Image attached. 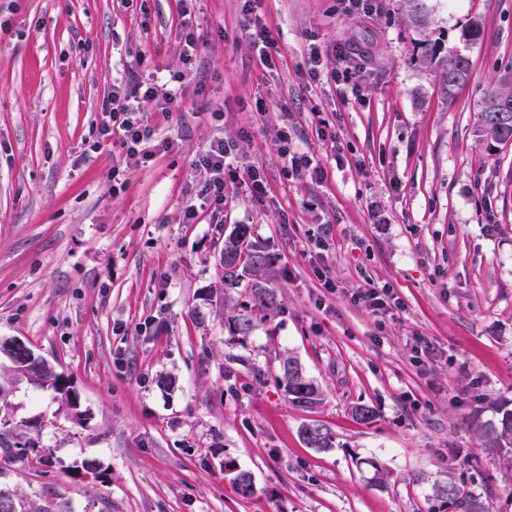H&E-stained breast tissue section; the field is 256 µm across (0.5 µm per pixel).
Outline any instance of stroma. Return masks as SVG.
<instances>
[{"mask_svg": "<svg viewBox=\"0 0 512 512\" xmlns=\"http://www.w3.org/2000/svg\"><path fill=\"white\" fill-rule=\"evenodd\" d=\"M429 4L421 27L403 0L365 18L340 0H261L267 65L242 0H203L194 89L181 111L148 112L161 145L142 165L100 137L98 104L122 54L181 70L180 0H0V340L54 365L76 403L15 387L48 460L15 462L0 490L50 512H452L435 489L454 483L512 512V463L472 427L512 400V145L473 133L512 67V0ZM475 18L482 32L464 41ZM343 41L371 52L346 60L350 90L310 81L311 50ZM431 48L471 60L455 98L421 63ZM217 136L267 193L228 187L223 213L183 223ZM283 136L322 180L284 176ZM237 224L280 256L279 305L247 337L228 321L248 292L225 288L219 261ZM368 284L387 290L385 308L356 302ZM212 293L221 303L197 322ZM288 356L322 389L316 409L277 383ZM312 422L334 448L303 443ZM228 460L252 474L253 497ZM258 0H246V16L251 15L246 18V27L247 33L249 35V39L253 47H255L259 53V56L266 63L270 64V60H272V50L275 48L274 41L269 36V31L267 27V23L265 19L257 14L253 15L252 2H257Z\"/></svg>", "mask_w": 512, "mask_h": 512, "instance_id": "1", "label": "stroma"}]
</instances>
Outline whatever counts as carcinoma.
<instances>
[{
    "label": "carcinoma",
    "instance_id": "obj_1",
    "mask_svg": "<svg viewBox=\"0 0 512 512\" xmlns=\"http://www.w3.org/2000/svg\"><path fill=\"white\" fill-rule=\"evenodd\" d=\"M422 64L437 74L444 94L452 99L456 91L469 79L471 62L468 56L450 50L446 55L433 52L422 59ZM477 136L482 141L497 144L512 143V68L505 70L500 76L498 87L489 90L483 97L480 110L477 112ZM224 286L236 288L246 278L250 282L249 289L251 310L259 312L277 305L275 289L268 286L274 279L279 262L278 255L270 246L251 239V229L247 224L234 225L224 240ZM229 328L238 336H249L256 328V317L252 313L239 314L230 318ZM26 371L28 383L41 388L70 395L64 376L46 360L36 357L21 365L10 362L9 371L18 377L20 371ZM278 382L284 387L289 401L306 409H312L322 403V392L319 386L306 376L297 359L289 357L280 367ZM7 389L0 385V456L6 463L28 458L37 451L38 445L30 440L21 439L16 433L19 422L15 416H6L4 409L9 407L6 401ZM484 447L493 448L503 456L512 455V407L503 402L493 407V415L481 421L476 427ZM454 491L450 501L461 512H490L489 500L480 494L465 492L453 483L437 488V496H446ZM0 512H49L44 508L32 506V503L10 493L0 491Z\"/></svg>",
    "mask_w": 512,
    "mask_h": 512
}]
</instances>
